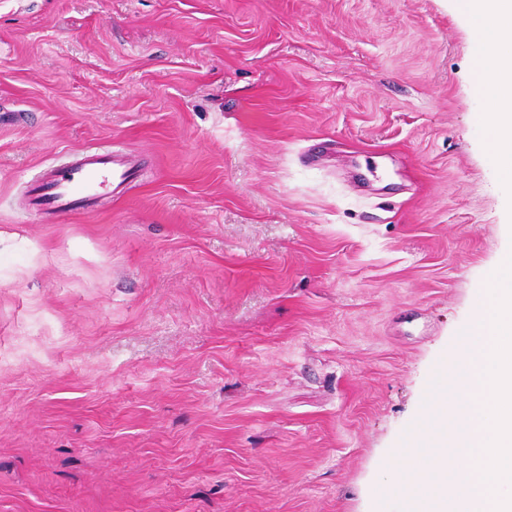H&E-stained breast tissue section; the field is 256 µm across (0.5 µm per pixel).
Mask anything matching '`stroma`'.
<instances>
[{
  "mask_svg": "<svg viewBox=\"0 0 512 512\" xmlns=\"http://www.w3.org/2000/svg\"><path fill=\"white\" fill-rule=\"evenodd\" d=\"M468 0H0V512H367L512 251ZM121 197L36 221L88 145Z\"/></svg>",
  "mask_w": 512,
  "mask_h": 512,
  "instance_id": "35a3bbf8",
  "label": "stroma"
}]
</instances>
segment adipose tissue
Segmentation results:
<instances>
[{"label": "adipose tissue", "mask_w": 512, "mask_h": 512, "mask_svg": "<svg viewBox=\"0 0 512 512\" xmlns=\"http://www.w3.org/2000/svg\"><path fill=\"white\" fill-rule=\"evenodd\" d=\"M469 9L490 31L486 47L494 80L488 101L489 149L512 174V44L501 38L502 32L512 29V0H469Z\"/></svg>", "instance_id": "adipose-tissue-1"}]
</instances>
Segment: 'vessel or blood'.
I'll list each match as a JSON object with an SVG mask.
<instances>
[{
    "mask_svg": "<svg viewBox=\"0 0 512 512\" xmlns=\"http://www.w3.org/2000/svg\"><path fill=\"white\" fill-rule=\"evenodd\" d=\"M133 177L134 168L127 161L91 145L30 180V204L48 221L60 215L91 213L102 198Z\"/></svg>",
    "mask_w": 512,
    "mask_h": 512,
    "instance_id": "vessel-or-blood-1",
    "label": "vessel or blood"
}]
</instances>
